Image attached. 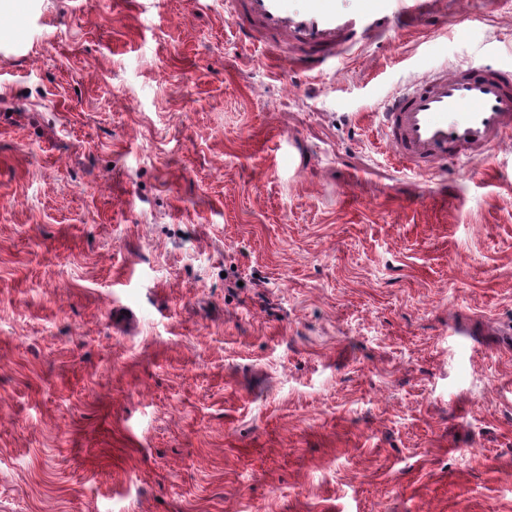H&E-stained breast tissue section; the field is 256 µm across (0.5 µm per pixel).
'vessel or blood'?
<instances>
[{"label": "vessel or blood", "instance_id": "obj_1", "mask_svg": "<svg viewBox=\"0 0 512 512\" xmlns=\"http://www.w3.org/2000/svg\"><path fill=\"white\" fill-rule=\"evenodd\" d=\"M439 0H225L252 44L290 46V67L319 72L362 51L398 23L431 19ZM381 136L394 160L424 176L440 164L472 166L512 141V71L457 65L410 81L383 105Z\"/></svg>", "mask_w": 512, "mask_h": 512}]
</instances>
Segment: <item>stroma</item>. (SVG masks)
<instances>
[{
	"instance_id": "35a3bbf8",
	"label": "stroma",
	"mask_w": 512,
	"mask_h": 512,
	"mask_svg": "<svg viewBox=\"0 0 512 512\" xmlns=\"http://www.w3.org/2000/svg\"><path fill=\"white\" fill-rule=\"evenodd\" d=\"M23 4L0 512H512V143L421 177L376 140L412 79L511 69L512 9L303 73L224 0Z\"/></svg>"
}]
</instances>
